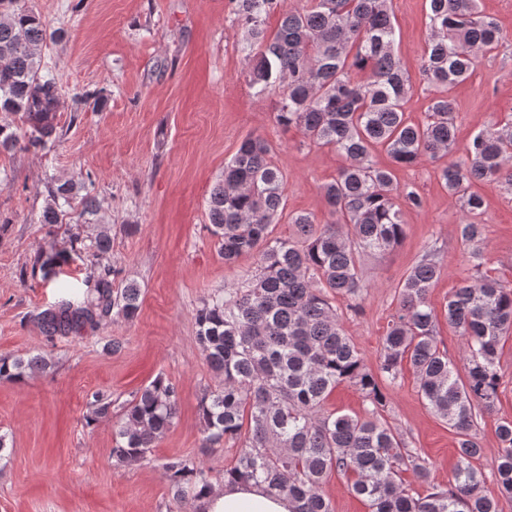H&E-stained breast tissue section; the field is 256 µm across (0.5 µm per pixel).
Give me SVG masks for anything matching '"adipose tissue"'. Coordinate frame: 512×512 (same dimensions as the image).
Here are the masks:
<instances>
[{"label": "adipose tissue", "instance_id": "obj_1", "mask_svg": "<svg viewBox=\"0 0 512 512\" xmlns=\"http://www.w3.org/2000/svg\"><path fill=\"white\" fill-rule=\"evenodd\" d=\"M203 512H292L287 498L255 484H227L201 501Z\"/></svg>", "mask_w": 512, "mask_h": 512}]
</instances>
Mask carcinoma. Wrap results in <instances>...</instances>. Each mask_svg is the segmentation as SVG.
Masks as SVG:
<instances>
[{
	"label": "carcinoma",
	"instance_id": "1",
	"mask_svg": "<svg viewBox=\"0 0 512 512\" xmlns=\"http://www.w3.org/2000/svg\"><path fill=\"white\" fill-rule=\"evenodd\" d=\"M279 0H232L234 21L244 29L241 50L251 62L248 84L260 97L276 99V123L296 128L309 141L345 157L336 178L323 186L332 221L314 215L288 217L295 236H273L282 214L286 180L259 136L245 137L208 200L210 233L227 265L256 257L244 288H226L197 310L196 340L221 384L205 391L199 411L205 442L238 443L226 482H257L287 497L293 512H333L322 485L345 476L370 512H501L512 498V418L499 419L496 489L485 486L476 465L483 455L478 417L495 410L502 379L501 342L512 336V288L482 270L484 199L477 184L512 190V119L480 129L458 146L456 101L451 88L464 81L479 58L498 49L501 33L478 0H426L428 47L422 76L435 89L427 120L413 124L404 104L413 92L395 52L391 0H307L301 10L282 8L272 32L266 17ZM46 25L18 0H0V112L21 115L26 149H44L59 138L56 113L61 88L41 74ZM362 74L359 81L352 73ZM384 149L393 165L421 159H453L440 179L462 213L457 232L470 248L474 274L463 278L443 306L444 317L464 340L459 361L448 358L437 339L438 314L429 300L443 274L434 255L423 256L399 291L396 315L382 340L378 372L367 368L347 336L332 299L362 298L366 279L360 254L384 253L404 235L401 199L420 209L412 186L394 182L392 171L373 161ZM74 184L48 188L41 224L58 223ZM83 249L95 259L91 288L65 289L55 304L32 315L46 336L94 332L110 318L134 319L141 289L134 282L114 288L118 271L104 257L110 240L97 235ZM65 252L38 253L30 275L56 276ZM409 367L417 392L457 439V461L448 487L430 480L432 466L404 447L381 411L388 397L379 379L394 382ZM50 367L40 355L0 358V378L22 379ZM354 386L372 405L364 417L326 414L337 385ZM111 398L96 392L86 422L112 415ZM178 414L175 386L158 375L122 406L113 434L112 457L132 464L147 458ZM175 502L199 501L214 490L213 476L190 458L163 464ZM412 471L424 492L412 495L401 476Z\"/></svg>",
	"mask_w": 512,
	"mask_h": 512
}]
</instances>
